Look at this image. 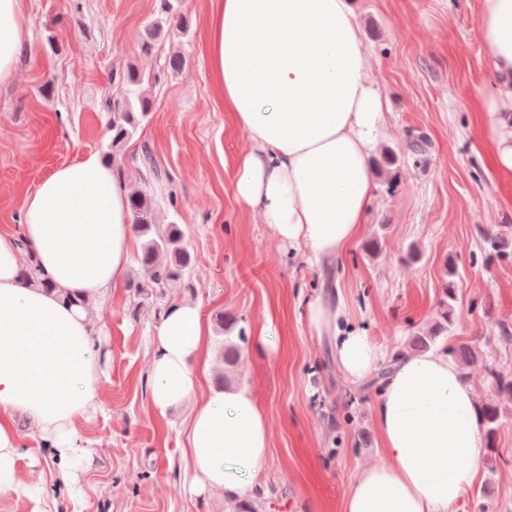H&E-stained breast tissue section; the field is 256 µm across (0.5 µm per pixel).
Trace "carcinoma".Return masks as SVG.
Returning a JSON list of instances; mask_svg holds the SVG:
<instances>
[{"label": "carcinoma", "instance_id": "obj_1", "mask_svg": "<svg viewBox=\"0 0 512 512\" xmlns=\"http://www.w3.org/2000/svg\"><path fill=\"white\" fill-rule=\"evenodd\" d=\"M114 80L125 88V92L106 100V108L112 112L109 124V130L112 132L111 151L106 154L109 163L112 162L114 153L120 151L134 137L141 121L151 110V101L142 91L145 75L129 67L115 74ZM130 206L136 213L146 211L151 206V197L145 191L136 189L131 192ZM137 231L143 238L139 262L146 286L161 293L172 283L184 279L191 268V256L182 244V231L179 225L172 222L163 228H157L151 224H139ZM162 253L167 255L164 262L159 261V255ZM453 315V305L446 304L441 314L442 321L427 331L411 336L404 350L424 352L435 347L440 337L448 335ZM246 341L247 336L242 328L239 329L236 340L224 338L219 348V356L224 365L233 367L237 364L241 345ZM448 353L464 363L476 359L475 347L468 341L456 342L448 348ZM479 418L487 440H493L501 424V411L494 398L491 397L480 405Z\"/></svg>", "mask_w": 512, "mask_h": 512}]
</instances>
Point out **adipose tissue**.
Segmentation results:
<instances>
[{
  "label": "adipose tissue",
  "mask_w": 512,
  "mask_h": 512,
  "mask_svg": "<svg viewBox=\"0 0 512 512\" xmlns=\"http://www.w3.org/2000/svg\"><path fill=\"white\" fill-rule=\"evenodd\" d=\"M206 55L232 126L250 146L236 161L234 194L274 236L317 267L357 240L374 200L371 156L385 124L372 54L351 0H210ZM481 57L496 91L512 99V0H477ZM22 0H0V85L27 43ZM130 187L95 153L58 167L27 197L17 226L0 230V495L41 503L16 462L25 415L59 451L62 479L85 454L77 427L96 396L94 323L84 302L124 287L135 232ZM29 254L54 288L19 275ZM308 327L329 337L355 385L380 377L373 407L385 461L354 473L343 512H456L476 484L484 441L475 388L446 350L388 358L350 322L336 286L305 304ZM210 327L199 304L179 301L155 325L150 397L158 416L186 400V468L192 492L243 500V476L270 446L268 419L250 387L203 399L212 368Z\"/></svg>",
  "instance_id": "ef3b65f1"
}]
</instances>
